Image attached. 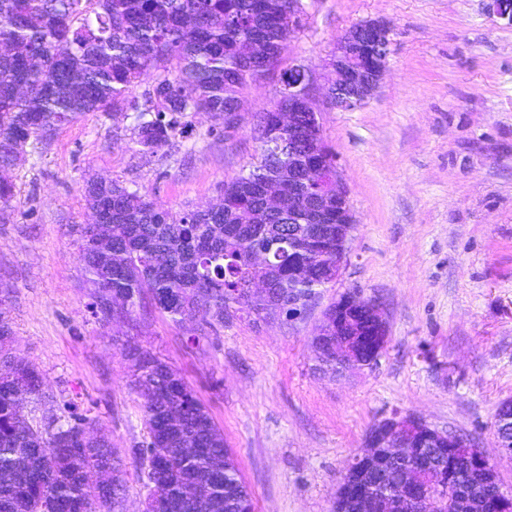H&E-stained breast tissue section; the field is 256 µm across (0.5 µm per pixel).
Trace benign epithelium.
<instances>
[{
	"label": "benign epithelium",
	"mask_w": 512,
	"mask_h": 512,
	"mask_svg": "<svg viewBox=\"0 0 512 512\" xmlns=\"http://www.w3.org/2000/svg\"><path fill=\"white\" fill-rule=\"evenodd\" d=\"M360 34L373 39L371 47H363L353 32H346L336 43V51L329 62L325 78L326 94L336 90V98L329 105L343 112L361 108L374 94L385 70L390 54V28L378 20H367L357 25ZM316 82L314 73L295 63L288 67V78H280L277 100L288 98V111L280 113L281 123L288 125V140L297 130L298 113L308 114L307 127L319 130L318 109L312 100ZM305 150L288 156V223H294L299 208L306 213L305 224L299 232L297 244L304 254L323 250L324 237L317 224L323 220V201L336 203V253L334 276H339L346 255L348 233L342 225L353 223L347 192L339 173L335 172L323 140L310 137ZM320 270L316 264L301 261L294 272L297 280L317 283ZM387 325L379 306L372 300L348 294L336 310L328 309L314 336L317 353L331 351L336 361L347 367L364 365L363 359L377 358L385 346ZM512 427V401L497 409L495 427L498 445L503 455L512 457V437H505ZM436 448L448 459V477L457 469H468L481 484L459 485L454 503L456 512H474L482 499L480 485H500L495 464L483 449L468 443L462 437L435 429L419 419L394 415L377 423L366 437L365 446L356 454L361 474L371 475L393 463L403 464L396 482L373 494L360 484L344 478L336 495L334 512H437L438 504L422 486L423 473L414 462V456Z\"/></svg>",
	"instance_id": "7a95c632"
}]
</instances>
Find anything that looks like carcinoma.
Returning <instances> with one entry per match:
<instances>
[{
  "instance_id": "1",
  "label": "carcinoma",
  "mask_w": 512,
  "mask_h": 512,
  "mask_svg": "<svg viewBox=\"0 0 512 512\" xmlns=\"http://www.w3.org/2000/svg\"><path fill=\"white\" fill-rule=\"evenodd\" d=\"M290 0H0V171L24 158L47 127L90 113H136L139 144L154 150L199 113L236 111L251 82L276 70L287 47ZM141 95H135L137 88ZM260 161L222 186L219 204L172 213L119 181L86 190L112 216V239L94 246L85 231L78 259L98 322L123 320L148 303L176 323L203 303L201 325L238 314L273 319L269 300L229 304L241 288L265 283L270 300L318 294L292 280L299 224L270 206L266 187L288 195V146L274 112L254 127ZM0 315V512H120L125 497L119 452L91 448L95 422L46 396L36 367L9 345ZM127 357L143 398L148 438L133 456L150 512H248L251 494L193 389L136 346ZM103 470L104 495L83 473ZM427 487L448 494L447 472L424 470Z\"/></svg>"
}]
</instances>
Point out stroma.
I'll return each instance as SVG.
<instances>
[{
    "instance_id": "1",
    "label": "stroma",
    "mask_w": 512,
    "mask_h": 512,
    "mask_svg": "<svg viewBox=\"0 0 512 512\" xmlns=\"http://www.w3.org/2000/svg\"><path fill=\"white\" fill-rule=\"evenodd\" d=\"M302 26L281 68L324 76L337 39L368 19L390 25L391 52L367 103L330 108L313 96L354 224L343 270L302 319L227 320L187 343L158 311L101 328L76 259L91 220L87 180L116 179L179 213L217 202L224 180L259 155L257 115L276 77L241 97L242 123L195 115L148 152L134 113L88 114L27 148L10 170L15 196L0 208V282L17 354L46 394L73 402L126 457L124 512L145 492L130 463L147 436L127 343L167 363L195 391L252 494L254 512H333L345 467L370 429L393 414L469 439L499 456L495 414L512 400V25L491 0H304ZM354 292L374 300L387 342L373 365L324 374L313 337L324 310Z\"/></svg>"
}]
</instances>
